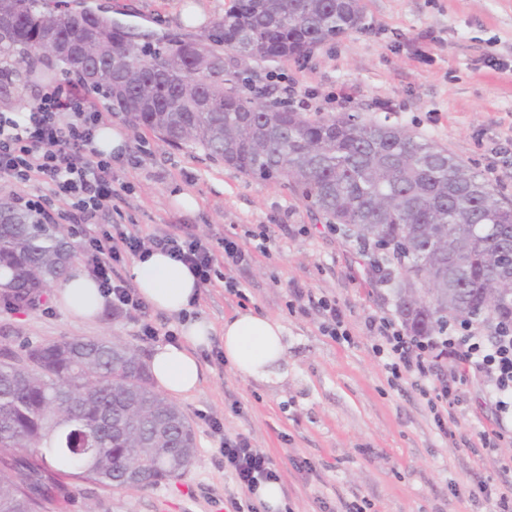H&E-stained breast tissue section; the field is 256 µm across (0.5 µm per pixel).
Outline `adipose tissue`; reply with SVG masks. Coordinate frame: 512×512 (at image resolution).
<instances>
[{
  "instance_id": "1",
  "label": "adipose tissue",
  "mask_w": 512,
  "mask_h": 512,
  "mask_svg": "<svg viewBox=\"0 0 512 512\" xmlns=\"http://www.w3.org/2000/svg\"><path fill=\"white\" fill-rule=\"evenodd\" d=\"M139 294L155 309L178 314L190 310L199 296L196 280L182 263L158 251L143 260H135L129 269ZM54 302L72 317L95 320L106 298L97 282L81 268H72L54 294ZM215 331L204 318L186 321L181 326L182 341L156 348L150 373L169 394H191L203 378L197 351L209 346ZM222 340L224 358L244 377L267 382L277 376L286 355L282 325L252 310L237 311L225 319Z\"/></svg>"
}]
</instances>
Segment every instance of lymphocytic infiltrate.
<instances>
[{"mask_svg":"<svg viewBox=\"0 0 512 512\" xmlns=\"http://www.w3.org/2000/svg\"><path fill=\"white\" fill-rule=\"evenodd\" d=\"M103 119L96 104L71 82L46 87L37 103L24 111L1 112L0 185L22 188L16 203L44 223L89 225L84 247L87 271L116 309L141 312L145 303L113 277L115 265L154 250L186 265L199 286L210 285L216 269L209 241L177 227L144 237L122 224L108 228L95 224L104 202L118 196L112 185V166L125 160L124 154L106 155L95 148V132ZM33 183L58 193L64 207L46 209L44 196L26 194V186ZM369 328L378 338L375 352L387 359L393 377L404 373L423 377L439 360H451L448 377L433 388L436 400L447 407L457 405L454 386L463 376L474 372L490 377L499 419L496 430L484 438L486 446L494 447L512 429V329L496 328L489 338L475 334L461 339L411 336L384 317L370 321ZM212 430L221 436L224 469L245 496H252L261 483L278 479L270 457L252 447L246 437L223 435L218 423Z\"/></svg>","mask_w":512,"mask_h":512,"instance_id":"obj_1","label":"lymphocytic infiltrate"}]
</instances>
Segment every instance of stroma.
Wrapping results in <instances>:
<instances>
[{"instance_id": "35a3bbf8", "label": "stroma", "mask_w": 512, "mask_h": 512, "mask_svg": "<svg viewBox=\"0 0 512 512\" xmlns=\"http://www.w3.org/2000/svg\"><path fill=\"white\" fill-rule=\"evenodd\" d=\"M128 23L137 41L194 37L232 0H68ZM254 80L282 73L309 92L310 116L357 113L433 139L512 203V0H364V26L325 42L306 58L255 64ZM105 124L127 139L133 164L113 170L119 199L105 202L101 224L144 234L174 224L217 241L229 237L249 263L221 266L201 289L197 315L223 328L242 307L285 329L281 378L260 383L224 359L220 337L199 350L198 389L178 398L196 436L194 463L178 478L113 490L46 472L47 512H234L238 496L225 472L220 423L269 455L290 512H491L492 495L512 492V435L495 450L480 433L498 417L480 377L460 385V403L439 430L423 395L446 369L418 380L393 378L373 351L370 320L396 318L390 283L375 273L363 244L330 231L325 218L290 188L244 177L199 149L177 148L114 114ZM191 194L194 209L178 205ZM240 293L225 289L226 281ZM334 300L351 342L324 335L321 315L293 303L290 289ZM150 322L159 337L142 334ZM179 320L154 307L116 313L104 307L79 321L53 302L34 311L0 308V349L63 337H122L149 360ZM487 485L491 496L478 491Z\"/></svg>"}]
</instances>
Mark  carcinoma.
<instances>
[{"instance_id":"1","label":"carcinoma","mask_w":512,"mask_h":512,"mask_svg":"<svg viewBox=\"0 0 512 512\" xmlns=\"http://www.w3.org/2000/svg\"><path fill=\"white\" fill-rule=\"evenodd\" d=\"M363 0H233L194 39L152 45L117 22L99 30L111 55L85 62L43 50L48 30L77 36L74 10L56 0H0V73L72 75L134 129L200 148L241 175L291 187L348 235L385 249L372 267L393 282L413 336L448 322L512 323V203L445 148L354 114L309 118L242 96L224 52L274 63L361 29ZM0 306L35 310L68 276L74 255L56 224L0 195ZM103 487L137 490L180 476L195 436L181 408L151 383L118 336L63 337L0 351V512H40V469Z\"/></svg>"}]
</instances>
